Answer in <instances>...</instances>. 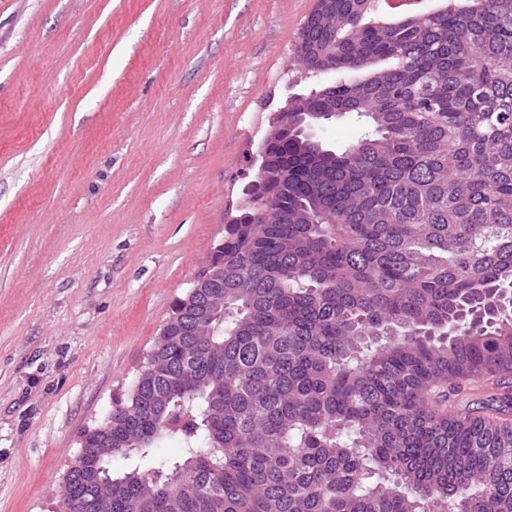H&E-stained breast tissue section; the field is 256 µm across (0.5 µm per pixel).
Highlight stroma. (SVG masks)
<instances>
[{
	"label": "stroma",
	"mask_w": 512,
	"mask_h": 512,
	"mask_svg": "<svg viewBox=\"0 0 512 512\" xmlns=\"http://www.w3.org/2000/svg\"><path fill=\"white\" fill-rule=\"evenodd\" d=\"M316 0H0V512H57L239 216Z\"/></svg>",
	"instance_id": "stroma-1"
}]
</instances>
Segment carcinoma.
<instances>
[{"mask_svg":"<svg viewBox=\"0 0 512 512\" xmlns=\"http://www.w3.org/2000/svg\"><path fill=\"white\" fill-rule=\"evenodd\" d=\"M372 5L304 22L308 72L367 77L288 108L224 236V322L154 345L73 512H512V0ZM332 110L367 131L299 133ZM363 131L362 123L358 122L355 117L333 118L324 123L321 139L325 147L337 149L358 139Z\"/></svg>","mask_w":512,"mask_h":512,"instance_id":"cac0c4a2","label":"carcinoma"}]
</instances>
